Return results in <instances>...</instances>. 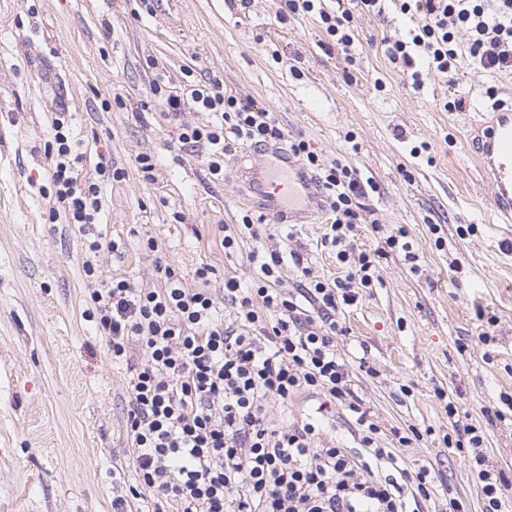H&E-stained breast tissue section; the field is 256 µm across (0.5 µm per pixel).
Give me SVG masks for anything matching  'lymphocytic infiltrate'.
I'll return each instance as SVG.
<instances>
[{
    "label": "lymphocytic infiltrate",
    "mask_w": 512,
    "mask_h": 512,
    "mask_svg": "<svg viewBox=\"0 0 512 512\" xmlns=\"http://www.w3.org/2000/svg\"><path fill=\"white\" fill-rule=\"evenodd\" d=\"M398 2L416 25L405 38H386L382 44L412 88L420 87L425 69L455 86L464 59L474 74L512 75V0ZM357 10L381 12L382 0H336L331 10L322 0H283L280 8L284 14H318L327 35L345 52L353 44L349 23ZM459 28L468 33L466 44L455 38ZM165 102L172 112L190 104L217 114L213 124L187 127L178 135L180 143L207 151L211 175L223 176L221 157L238 148L287 144L289 157L314 176L324 196L332 220L322 244L335 252L344 273L332 279L315 275L295 250L253 251L255 287H241L233 277L224 281V298L235 308L229 324L217 316L208 266L196 269L197 288L184 287L175 268L163 263L155 267L162 281L158 288L117 278L97 283L90 300L113 362H131L138 352L144 356L129 382L126 419L139 480L157 497L176 502L181 512H407V498H427L432 479L427 467L403 468L398 451L423 433L397 429L390 447H380V428L352 390L348 366L336 350L337 337L349 333L336 313L379 283L381 258L399 252L417 264L406 231L373 224L381 247L359 249L355 230L363 221V201L376 193V184L341 161L322 163L305 141H287L270 110L207 86L191 89L188 99L170 95ZM51 129L55 200L67 223H98L101 186L120 179L122 171L102 158L94 175H80L84 155L67 113H55ZM288 262L299 273L289 289L282 285ZM306 390L349 411L365 455L387 469V477L363 476L359 458L318 443L314 423L269 426V401L285 404ZM445 409L455 424L444 443L473 463L483 512H505L512 480L486 467L483 428L458 422L455 400Z\"/></svg>",
    "instance_id": "1"
}]
</instances>
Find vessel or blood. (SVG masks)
I'll return each instance as SVG.
<instances>
[{
	"label": "vessel or blood",
	"instance_id": "obj_1",
	"mask_svg": "<svg viewBox=\"0 0 512 512\" xmlns=\"http://www.w3.org/2000/svg\"><path fill=\"white\" fill-rule=\"evenodd\" d=\"M484 179L492 188L493 209L512 222V113H497L484 132L477 153ZM276 165L252 170L251 190L265 197L281 223L301 224L316 212L312 181L303 177L292 158L276 152Z\"/></svg>",
	"mask_w": 512,
	"mask_h": 512
}]
</instances>
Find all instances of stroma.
<instances>
[{
    "label": "stroma",
    "instance_id": "35a3bbf8",
    "mask_svg": "<svg viewBox=\"0 0 512 512\" xmlns=\"http://www.w3.org/2000/svg\"><path fill=\"white\" fill-rule=\"evenodd\" d=\"M279 9L280 0H0V512H113L120 495L124 512L177 510L146 488L128 494L138 483L126 429L132 372L113 364L88 316L84 231L49 216L52 113H69L88 148L86 172L102 154L124 172L103 184L94 232L123 241L126 254L118 261L101 250L98 279L157 288L162 261L194 288L207 264L226 318L224 280L251 285L254 250L288 245L321 276L341 274L321 244L322 218L293 226L267 217L258 238L225 253L223 226L266 211L245 199L252 150L227 155L215 179L205 151L177 139L182 126L211 124L214 115L189 106L172 114L162 104L214 80L275 112L288 139L375 182L368 205L379 223L409 233L420 271L401 255L382 258L380 285L338 313L349 333L336 348L381 445L394 429L424 430L402 451L405 467L424 464L434 476L419 512H445L452 498L462 512L483 510L468 458L443 443L451 430L444 396L481 423L488 466L512 478V424L485 416L512 394V223L493 212L475 147L494 116L489 91L512 103V75L478 76L464 65L455 88L427 71L415 90L381 45L410 26L392 0L378 15L354 12L351 63L329 47L316 17L279 23ZM455 97L464 110L444 111ZM420 144L427 152L412 154ZM141 154L154 157L153 174L141 170ZM467 224L474 233L460 234ZM150 237L157 251L145 250ZM480 309L497 321L490 346L477 338ZM266 410L275 427L320 417L321 442L359 450L353 418L323 395L302 391Z\"/></svg>",
    "mask_w": 512,
    "mask_h": 512
}]
</instances>
